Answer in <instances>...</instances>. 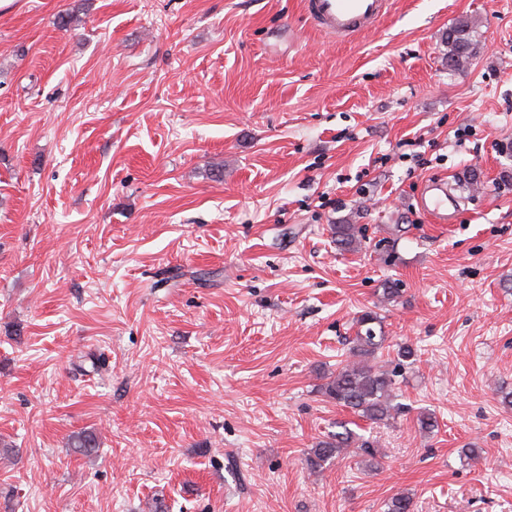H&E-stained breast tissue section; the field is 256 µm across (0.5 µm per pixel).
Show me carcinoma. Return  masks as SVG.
Segmentation results:
<instances>
[{
  "instance_id": "cac0c4a2",
  "label": "carcinoma",
  "mask_w": 512,
  "mask_h": 512,
  "mask_svg": "<svg viewBox=\"0 0 512 512\" xmlns=\"http://www.w3.org/2000/svg\"><path fill=\"white\" fill-rule=\"evenodd\" d=\"M476 23L464 20L448 30V69L459 70L467 65L475 50L473 33ZM362 237L354 224L336 225V246L342 251H352L361 246ZM377 315L366 311L357 319L356 336L352 339V360L336 371L324 384V393L337 405L350 409L357 416L375 424H385L402 412V406L393 402L394 372L368 364V358L380 349L384 337L378 335L375 324ZM338 431L328 434L318 442L306 457L312 471L322 463L339 455L346 448H354L370 460L376 454L370 441L357 435L347 424H336ZM384 512H412V499L405 493L396 494L385 503Z\"/></svg>"
}]
</instances>
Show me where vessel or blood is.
Listing matches in <instances>:
<instances>
[{
    "mask_svg": "<svg viewBox=\"0 0 512 512\" xmlns=\"http://www.w3.org/2000/svg\"><path fill=\"white\" fill-rule=\"evenodd\" d=\"M312 24L336 39L352 38L374 29L388 11L389 0H304ZM448 187L426 182L417 200L418 206L436 223L451 221L448 211Z\"/></svg>",
    "mask_w": 512,
    "mask_h": 512,
    "instance_id": "vessel-or-blood-1",
    "label": "vessel or blood"
}]
</instances>
